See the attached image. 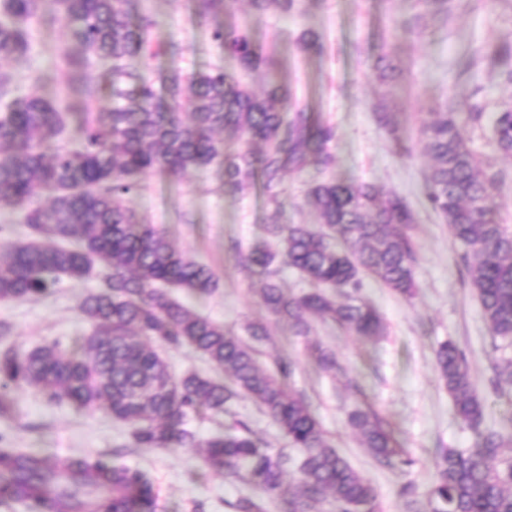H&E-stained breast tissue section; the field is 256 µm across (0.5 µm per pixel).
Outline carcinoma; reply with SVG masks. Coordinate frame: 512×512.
Returning <instances> with one entry per match:
<instances>
[{
	"label": "carcinoma",
	"mask_w": 512,
	"mask_h": 512,
	"mask_svg": "<svg viewBox=\"0 0 512 512\" xmlns=\"http://www.w3.org/2000/svg\"><path fill=\"white\" fill-rule=\"evenodd\" d=\"M212 17L213 38L239 68L251 73L272 64L246 32L217 21L238 0H196ZM250 15L291 14L297 0H246ZM128 0H0V51L23 52L24 23L44 12H62L73 23L78 51L63 61L83 97L80 137L65 138L71 106L40 96H12L13 76L0 70V209L23 212L26 237L0 240V301L46 297L66 280L98 278L79 313L91 331L73 352L42 343L21 352L0 347V415L13 412L11 390L28 385L49 404L100 408L128 427L122 448H199L205 464L229 483L264 494H241L233 512H317L331 501L336 512H382L378 494L327 441L305 397L288 383L293 363L275 358L276 373L260 365L256 350L224 325L174 298L168 285L189 295L212 293V270L176 250L154 224L137 220L124 206L149 171L180 177L213 169L224 190L243 193L261 178L267 202L280 208L277 187L287 173L317 174L333 166V126L317 122L296 103L290 86L273 84L255 93L222 66L194 75L183 86L170 76V104L161 108L151 81L129 59L150 48L148 18L131 25ZM92 56L108 66L115 104L103 115L90 110L98 86L82 74ZM512 82V39L492 53ZM460 104L426 113L421 142L431 160L424 195L451 235L466 248L467 272L492 336L512 345V231L496 219V173L484 169L461 135ZM467 121L478 124L472 107ZM391 132L397 152L410 153L394 129L393 115L374 111ZM223 133L240 146L224 147ZM493 136L512 157V109L497 113ZM305 203L330 234L304 224H270L276 248L236 249L239 267L265 275L259 301L295 336L312 322L331 321L359 336H376L378 311L358 297L367 276L403 296L415 286L417 254L409 234L414 213L397 195L383 196L368 183L314 179ZM282 263L313 288L285 294L271 276ZM189 346L224 378L174 374L155 345ZM436 367L453 397L457 419L477 435L473 447L439 453L428 512H512V431L481 428L485 404L467 361L451 342L436 351ZM251 398L302 455L272 454L243 420L233 432L202 439L190 417H218L239 396ZM347 422L375 461L399 455L384 420L354 408ZM0 502H21L31 512H157L153 482L142 470L98 457H61L0 448Z\"/></svg>",
	"instance_id": "carcinoma-1"
}]
</instances>
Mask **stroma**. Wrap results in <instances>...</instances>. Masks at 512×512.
Wrapping results in <instances>:
<instances>
[{"label": "stroma", "instance_id": "obj_1", "mask_svg": "<svg viewBox=\"0 0 512 512\" xmlns=\"http://www.w3.org/2000/svg\"><path fill=\"white\" fill-rule=\"evenodd\" d=\"M132 16L154 21L149 36L155 55L132 60L150 78L160 98H167L173 71L191 75L215 66L237 70L216 42L210 26L200 24L193 0H130ZM419 8L416 0H301L297 12L275 15L254 24L250 34L274 64L247 75L254 90L266 84L292 85L300 104L313 117L334 127L330 150L336 161L330 179L366 182L405 198L415 215L410 235L418 261L416 288L406 298L365 279L361 295L382 314V336L365 340L338 326L317 321L311 338L292 335L272 322L258 303L254 278L241 271L234 248L249 250L266 242L267 224L317 227L315 212L304 203L311 175L285 176L282 210L267 205L261 187L243 194L222 190L214 170H197L175 178L160 171L143 176L140 189L125 204L141 221L160 227L179 250L212 269L217 290L208 296H185V303L223 323L226 330L249 338L253 323H266L270 337L258 341L259 360L271 366L276 355L294 363L292 387L302 393L336 450L376 489L383 512H403L400 490L415 485L426 495L434 481L435 460L445 449L472 447L475 434L457 420L453 401L435 366V350L449 340L465 354L471 380L485 400L484 426H506L512 401L494 386V365L512 347L494 340L469 284L465 249L447 224L421 196L430 160L417 137L422 113L448 100L482 105L480 126L465 125L462 133L483 167L501 172L497 217L512 228V159H503L490 133L497 111L512 105V83L492 68L488 52L512 37V0H455L451 13L430 11L421 33H399ZM320 36L319 53L300 51L302 31ZM71 40L68 18L53 13L33 20L29 48L1 53L0 68L10 71L19 97L36 94L63 103L71 96L59 50ZM390 55L395 66L380 79L373 57ZM392 112L398 132L413 146L408 156L394 153L390 134L372 116L374 103ZM84 282L67 280L49 298L0 302V322L11 334L7 344L26 351L56 341L76 349L90 326L77 306L87 291ZM317 340L332 350L340 365L336 374L319 370L307 349ZM15 410L0 415V447L43 451L64 457L112 454L125 427L105 413L78 411L47 404L35 389L11 392ZM364 402L392 428L411 465H379L346 422L347 409ZM247 420L254 433L278 452L288 440L268 415L246 398L236 400L220 422L202 420L194 427L201 437L230 427L234 418ZM122 462L145 470L159 495V512H228V502L247 493L210 470L200 454L188 448H124Z\"/></svg>", "mask_w": 512, "mask_h": 512}]
</instances>
